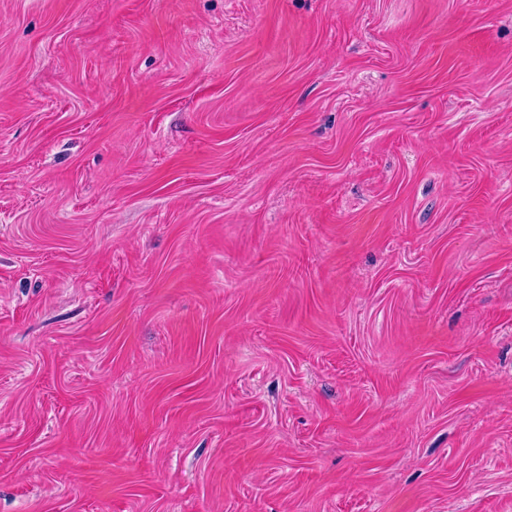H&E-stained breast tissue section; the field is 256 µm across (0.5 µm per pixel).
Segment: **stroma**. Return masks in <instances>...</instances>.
Returning a JSON list of instances; mask_svg holds the SVG:
<instances>
[{
  "label": "stroma",
  "mask_w": 512,
  "mask_h": 512,
  "mask_svg": "<svg viewBox=\"0 0 512 512\" xmlns=\"http://www.w3.org/2000/svg\"><path fill=\"white\" fill-rule=\"evenodd\" d=\"M0 512H512V0H0Z\"/></svg>",
  "instance_id": "1"
}]
</instances>
